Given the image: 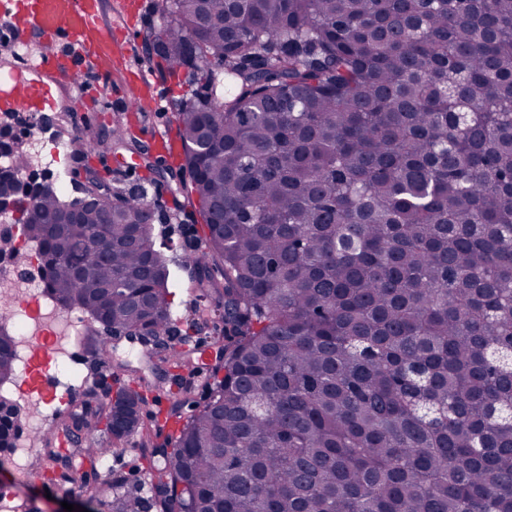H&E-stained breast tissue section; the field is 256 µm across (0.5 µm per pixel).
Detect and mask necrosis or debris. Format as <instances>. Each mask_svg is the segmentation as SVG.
<instances>
[{
    "label": "necrosis or debris",
    "mask_w": 512,
    "mask_h": 512,
    "mask_svg": "<svg viewBox=\"0 0 512 512\" xmlns=\"http://www.w3.org/2000/svg\"><path fill=\"white\" fill-rule=\"evenodd\" d=\"M1 237L11 239L14 247L0 258V300L13 306L0 331L13 338L16 369L24 376L36 374L53 390L73 394L85 379L76 348L79 337L91 334L90 320L80 307L52 295L40 248L25 235L15 212L0 215Z\"/></svg>",
    "instance_id": "necrosis-or-debris-1"
}]
</instances>
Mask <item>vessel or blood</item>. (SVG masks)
<instances>
[{
  "instance_id": "vessel-or-blood-1",
  "label": "vessel or blood",
  "mask_w": 512,
  "mask_h": 512,
  "mask_svg": "<svg viewBox=\"0 0 512 512\" xmlns=\"http://www.w3.org/2000/svg\"><path fill=\"white\" fill-rule=\"evenodd\" d=\"M104 11L105 0H0V12L13 17L17 44L26 45L34 37L49 47L47 53L28 58L24 73L16 74L10 88L0 91V110L40 111L49 99L28 80V73L49 72L66 80L83 62L104 77L122 72L120 93L146 98V76L122 69L135 47L133 33L141 17L138 0H124L118 26L105 24Z\"/></svg>"
}]
</instances>
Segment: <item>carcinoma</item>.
Here are the masks:
<instances>
[{"mask_svg":"<svg viewBox=\"0 0 512 512\" xmlns=\"http://www.w3.org/2000/svg\"><path fill=\"white\" fill-rule=\"evenodd\" d=\"M144 39L175 100L171 174L224 302L206 403L152 473L157 512H512V0H158ZM227 73L235 87L216 92ZM11 157L4 179L26 170ZM24 223L57 298L172 347L144 194ZM112 241L83 275L89 241ZM0 335V381L13 377ZM101 458L143 430L142 391ZM100 512H148L138 494Z\"/></svg>","mask_w":512,"mask_h":512,"instance_id":"cac0c4a2","label":"carcinoma"}]
</instances>
